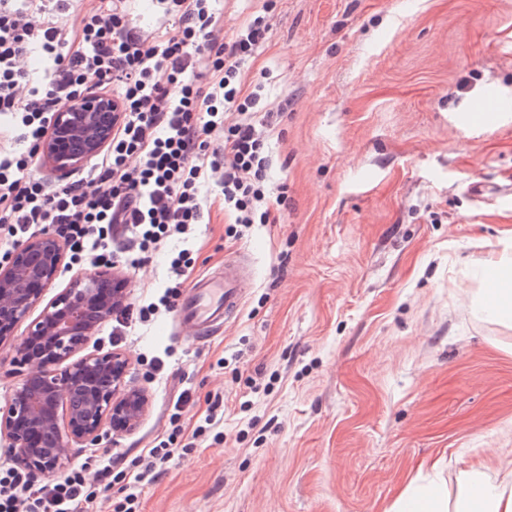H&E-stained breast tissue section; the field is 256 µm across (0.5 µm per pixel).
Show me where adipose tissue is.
Masks as SVG:
<instances>
[{
	"instance_id": "ef3b65f1",
	"label": "adipose tissue",
	"mask_w": 512,
	"mask_h": 512,
	"mask_svg": "<svg viewBox=\"0 0 512 512\" xmlns=\"http://www.w3.org/2000/svg\"><path fill=\"white\" fill-rule=\"evenodd\" d=\"M485 286L475 301L479 314L512 326V258L485 264ZM388 512H512V470L491 476L483 467L461 472L456 497L438 481L407 485Z\"/></svg>"
}]
</instances>
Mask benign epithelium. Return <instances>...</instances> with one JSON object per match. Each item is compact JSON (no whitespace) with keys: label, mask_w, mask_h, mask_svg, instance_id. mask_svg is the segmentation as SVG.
<instances>
[{"label":"benign epithelium","mask_w":512,"mask_h":512,"mask_svg":"<svg viewBox=\"0 0 512 512\" xmlns=\"http://www.w3.org/2000/svg\"><path fill=\"white\" fill-rule=\"evenodd\" d=\"M112 113V99L102 94L68 103L39 144L41 165L62 174L97 156L112 138ZM63 259L61 241L46 233L17 246L0 266V340L42 302ZM111 280L96 272L75 278L29 323L16 348V362L28 373L0 405V430L7 431L16 460L37 476L62 464L73 443L94 444L107 428L135 431L148 410L146 391L124 381L122 353H83L124 298L123 289L108 286Z\"/></svg>","instance_id":"1"}]
</instances>
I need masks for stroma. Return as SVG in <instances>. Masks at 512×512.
I'll return each instance as SVG.
<instances>
[{"instance_id":"obj_1","label":"stroma","mask_w":512,"mask_h":512,"mask_svg":"<svg viewBox=\"0 0 512 512\" xmlns=\"http://www.w3.org/2000/svg\"><path fill=\"white\" fill-rule=\"evenodd\" d=\"M243 81L282 110L271 181L288 208L241 238L216 206L194 227L182 292L250 258L222 330L156 310L91 337L86 352L126 355L149 407L135 432L71 448L68 470L118 459L89 512H120L184 388L186 433L140 512H387L428 462L452 493L471 464L512 469V327L471 306L481 263L512 256V0H277ZM490 96L509 105L492 124ZM112 271L144 305L174 278L161 254ZM26 332L0 342V403L28 372ZM218 400L222 423L191 437Z\"/></svg>"}]
</instances>
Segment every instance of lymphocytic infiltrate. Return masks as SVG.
Segmentation results:
<instances>
[{
    "instance_id": "lymphocytic-infiltrate-1",
    "label": "lymphocytic infiltrate",
    "mask_w": 512,
    "mask_h": 512,
    "mask_svg": "<svg viewBox=\"0 0 512 512\" xmlns=\"http://www.w3.org/2000/svg\"><path fill=\"white\" fill-rule=\"evenodd\" d=\"M214 0H156L160 22L141 30L131 0H100L68 20V0H0V129H23L18 151L0 145V231L17 244L57 227L74 261L95 267L115 258L138 267L149 250L202 223L208 183L242 231L275 223L288 187L272 185L269 132L277 119L263 85L244 90L242 68L267 40L263 10L225 38ZM40 54L36 78L25 67ZM107 90L119 111L98 166L74 182L35 176L38 143L52 117L90 86ZM189 401L173 402L169 439L142 459L128 494L132 508L169 460ZM94 492L83 470L35 477L0 464V512H85Z\"/></svg>"
}]
</instances>
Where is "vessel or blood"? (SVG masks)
Returning a JSON list of instances; mask_svg holds the SVG:
<instances>
[{"label": "vessel or blood", "mask_w": 512, "mask_h": 512, "mask_svg": "<svg viewBox=\"0 0 512 512\" xmlns=\"http://www.w3.org/2000/svg\"><path fill=\"white\" fill-rule=\"evenodd\" d=\"M249 286L240 257L226 259L223 272L199 279L181 299L177 317L180 323L192 326L196 334L210 335L236 316Z\"/></svg>", "instance_id": "b4317fda"}]
</instances>
